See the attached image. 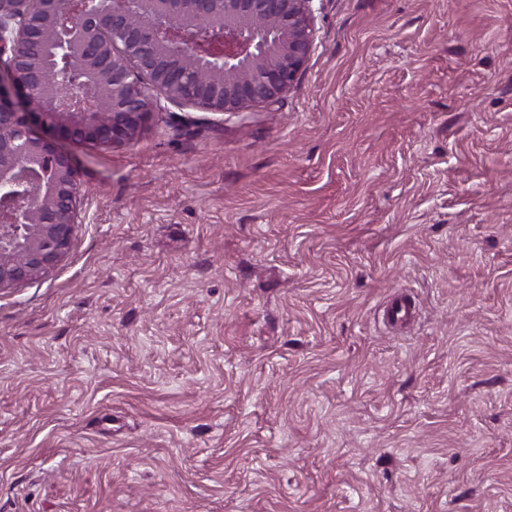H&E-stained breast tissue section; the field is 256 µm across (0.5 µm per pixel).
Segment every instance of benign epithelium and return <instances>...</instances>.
<instances>
[{"label": "benign epithelium", "mask_w": 512, "mask_h": 512, "mask_svg": "<svg viewBox=\"0 0 512 512\" xmlns=\"http://www.w3.org/2000/svg\"><path fill=\"white\" fill-rule=\"evenodd\" d=\"M314 0H0V291L67 256L82 223L59 142L137 140L166 105L276 103L314 47ZM66 65L69 86L47 82Z\"/></svg>", "instance_id": "1"}]
</instances>
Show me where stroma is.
<instances>
[{
    "label": "stroma",
    "instance_id": "35a3bbf8",
    "mask_svg": "<svg viewBox=\"0 0 512 512\" xmlns=\"http://www.w3.org/2000/svg\"><path fill=\"white\" fill-rule=\"evenodd\" d=\"M314 9L277 103L70 145L71 249L0 291V512H512V0Z\"/></svg>",
    "mask_w": 512,
    "mask_h": 512
}]
</instances>
